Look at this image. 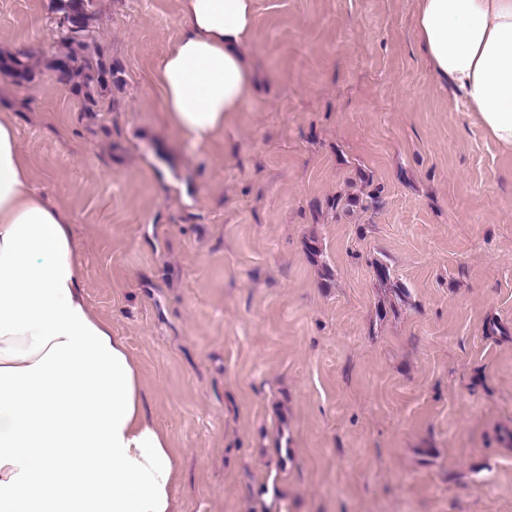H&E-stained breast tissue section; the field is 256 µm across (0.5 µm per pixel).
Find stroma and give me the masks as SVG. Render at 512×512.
Masks as SVG:
<instances>
[{
    "mask_svg": "<svg viewBox=\"0 0 512 512\" xmlns=\"http://www.w3.org/2000/svg\"><path fill=\"white\" fill-rule=\"evenodd\" d=\"M416 4L257 0L255 91L196 147L154 81L180 0H96L120 78L97 112L48 67L54 0H0V53L36 72L0 74V109L73 217L179 512H512V152L433 79ZM3 70L12 75L19 85H27L34 81L35 71L32 63V55L28 52L16 54H0V71Z\"/></svg>",
    "mask_w": 512,
    "mask_h": 512,
    "instance_id": "stroma-1",
    "label": "stroma"
}]
</instances>
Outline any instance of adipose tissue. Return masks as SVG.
Here are the masks:
<instances>
[{
  "label": "adipose tissue",
  "mask_w": 512,
  "mask_h": 512,
  "mask_svg": "<svg viewBox=\"0 0 512 512\" xmlns=\"http://www.w3.org/2000/svg\"><path fill=\"white\" fill-rule=\"evenodd\" d=\"M155 79L168 124L209 143L254 87L255 0H180ZM436 82L512 151V0H417ZM72 218L0 113V512H176L180 460L123 338L89 304Z\"/></svg>",
  "instance_id": "obj_1"
}]
</instances>
